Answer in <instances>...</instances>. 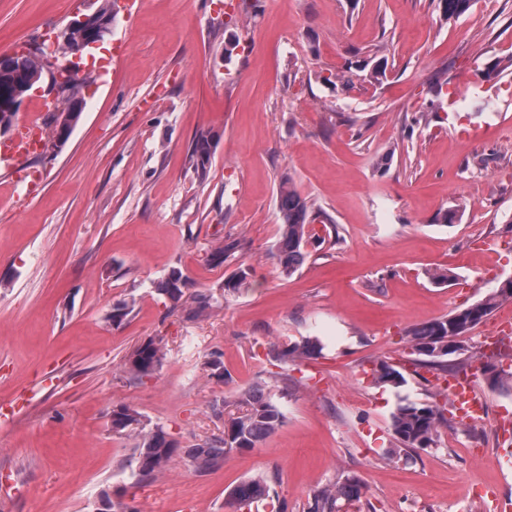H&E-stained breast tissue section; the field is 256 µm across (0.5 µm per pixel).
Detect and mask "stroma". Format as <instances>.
I'll list each match as a JSON object with an SVG mask.
<instances>
[{
    "label": "stroma",
    "mask_w": 512,
    "mask_h": 512,
    "mask_svg": "<svg viewBox=\"0 0 512 512\" xmlns=\"http://www.w3.org/2000/svg\"><path fill=\"white\" fill-rule=\"evenodd\" d=\"M143 0L118 13L87 64L85 111L62 150L26 165L36 188L0 189V512H91L103 489L130 483L132 439L113 406L167 426L183 448L222 430L214 400L274 386L266 353L318 337L319 355L287 372L304 383L261 447L230 452L200 475L182 453L136 493L139 512H230L229 492L276 477L288 512L346 474L362 483L358 512H491L512 503V392L479 370L487 324L465 340L491 415L471 425L446 411L435 445L392 453L399 396L430 400L437 371L400 389L371 369L411 358L409 327L465 308L512 276V0H475L443 20L434 0ZM101 0H0V53L57 32ZM352 90L323 83L345 63L375 65ZM497 75H488L493 63ZM446 94H437V86ZM481 137L463 143L459 130ZM214 137L209 177L187 156ZM291 180L331 219L310 226L300 269L283 277L271 251L277 190ZM454 223H440L444 211ZM238 240L234 259L206 263ZM180 268L193 289L220 293L238 269L251 286L189 321L154 282ZM448 269L453 281H431ZM130 314L113 324L114 305ZM160 335L155 374L130 381L129 353ZM223 354L228 382L205 362Z\"/></svg>",
    "instance_id": "obj_1"
}]
</instances>
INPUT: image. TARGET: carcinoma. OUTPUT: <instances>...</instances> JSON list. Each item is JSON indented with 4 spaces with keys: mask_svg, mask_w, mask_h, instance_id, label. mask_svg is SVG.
Returning a JSON list of instances; mask_svg holds the SVG:
<instances>
[{
    "mask_svg": "<svg viewBox=\"0 0 512 512\" xmlns=\"http://www.w3.org/2000/svg\"><path fill=\"white\" fill-rule=\"evenodd\" d=\"M473 0H437V7L443 19H453L469 10ZM364 67L355 65L340 73L321 76L326 84L337 82L345 89L354 85V77ZM213 136L200 134L193 143L189 155L190 168L197 179H208ZM278 206L281 218L279 237L273 247L281 274L289 278L303 264L305 254L303 245L307 226L321 216L314 211L313 205L302 198L292 187L289 180L281 181L278 189ZM239 242L235 239L220 242L207 253L206 260L217 266L234 257ZM248 272L241 269L224 280L222 290L225 293H238L247 287ZM188 279L178 268L171 269L167 275L155 284L157 294L167 299L176 308L184 297ZM512 300V287L495 288L477 303L469 305L452 314L426 323L413 325L405 332L407 343L415 355L413 363L444 373L453 370L457 364L448 362V339L453 337L449 326H464L472 322L476 326L490 316L500 303ZM218 304L211 293H200L195 298V306L188 312L189 317L197 318ZM164 338L152 336L141 342L127 357L124 369L132 381H142L150 377L159 368L165 356ZM322 351V345L316 337H305L300 341L284 340L269 347L267 356L278 366L294 363L303 358H310ZM209 376L224 380L228 373L224 369L222 354L214 352L205 361ZM283 381L281 393L276 395L257 386L243 390L233 400L224 399L214 403L216 416H227L224 431L194 445L187 452L194 471L207 473L218 467L224 457L231 451H249L273 435L285 422L283 399L290 395L296 384L288 374H280ZM374 382L381 386L399 389L407 384L404 373L396 366L381 360L373 369ZM445 421L443 409L435 401L415 402L406 399L391 414V432L396 447L402 451L430 448L435 444V437L441 423ZM139 414L126 405L112 409V429L117 433L130 431L134 433L136 443L131 456L132 468L130 487H141L163 474L169 460L179 450L180 445L162 425L148 430L136 429ZM359 480L348 475L343 482L333 488H325L315 493L308 501L307 512H341V508L360 498ZM270 479L263 475L251 477L231 490L225 504L234 512H242L244 507L270 498ZM100 512H138L134 506L119 499H112V490L101 491Z\"/></svg>",
    "mask_w": 512,
    "mask_h": 512,
    "instance_id": "obj_1",
    "label": "carcinoma"
}]
</instances>
